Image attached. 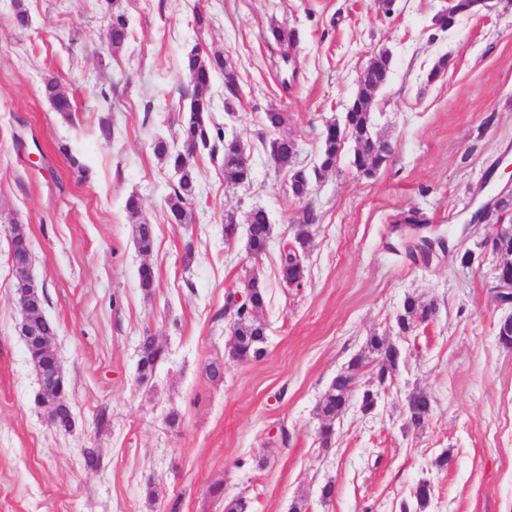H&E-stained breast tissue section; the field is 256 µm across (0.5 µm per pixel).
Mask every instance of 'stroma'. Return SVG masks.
Wrapping results in <instances>:
<instances>
[{"instance_id": "stroma-1", "label": "stroma", "mask_w": 512, "mask_h": 512, "mask_svg": "<svg viewBox=\"0 0 512 512\" xmlns=\"http://www.w3.org/2000/svg\"><path fill=\"white\" fill-rule=\"evenodd\" d=\"M27 11L19 25L16 3ZM442 0H0V512H224L242 497L249 512H512V348L496 336L512 308L493 291L495 259L485 225L465 227L491 196L482 183L512 150V8L432 24ZM130 38L108 47L114 14ZM207 16L197 27L196 14ZM296 34L292 59L268 35ZM221 53L236 71L240 99L227 112L223 75L209 94L213 118L247 146L251 180L224 181L221 162L201 154L198 191L185 224L170 223L176 183L153 153L156 139L179 148L188 115L190 51ZM390 51L393 74L375 97L374 132L394 146L370 179L342 152L312 180L303 288L286 290L279 256L299 231L303 202L262 141L264 112L289 116L296 163L318 164L320 132L341 121L359 71ZM448 66L429 73L439 58ZM56 78L73 112L64 118L42 94ZM111 140H103L101 125ZM34 134L47 158L31 165L14 135ZM141 201L139 218L125 209ZM272 225L266 252L247 251L248 212ZM415 207L454 251L431 264L385 246L394 214ZM238 233L224 238L227 215ZM153 226L154 249L138 252L136 220ZM25 224L33 271L46 287L45 315L69 384L75 426L64 432L34 403L36 374L16 331L6 230ZM475 255L462 266L461 254ZM155 268L152 292L139 286ZM259 275L266 357L228 355L224 293ZM434 303L413 332L392 328L406 296ZM167 350L151 378L137 365L143 337ZM400 358L385 387L372 369L357 387L378 388L365 413L353 396L323 443L317 405L370 336ZM224 377L211 379L210 363ZM426 393L433 415L409 427L408 396ZM97 449L88 468L82 451ZM449 455L448 468L437 467ZM434 494L418 509L412 492ZM334 484L323 500L321 489ZM222 485V496L211 493Z\"/></svg>"}]
</instances>
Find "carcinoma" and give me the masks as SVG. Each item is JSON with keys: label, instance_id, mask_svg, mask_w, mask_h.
I'll use <instances>...</instances> for the list:
<instances>
[{"label": "carcinoma", "instance_id": "carcinoma-1", "mask_svg": "<svg viewBox=\"0 0 512 512\" xmlns=\"http://www.w3.org/2000/svg\"><path fill=\"white\" fill-rule=\"evenodd\" d=\"M477 0H455L452 12L448 15V27H453L457 19L463 15L477 12ZM130 31L123 15L118 14L112 18L108 44L111 51L122 49L128 42ZM184 69L192 86L189 116L181 125L179 137L182 147L173 150L166 141L158 139L153 144V151L157 157L172 168L178 175V182L166 198L167 213L172 222L186 223L188 210L197 192L195 169L200 150L209 151L213 158L218 151H223L222 166L224 169V182L232 185H244L251 180V170L243 162L245 147L240 140L225 137L224 131L215 124L211 116V98L208 89L213 73L219 71L224 74V85L231 98L225 102L227 111H234L233 98L237 96L238 77L229 70L221 54L189 53L184 61ZM393 72V61L389 51L382 50L366 64L364 79L357 86L355 96L346 112L345 127L340 129L336 124H327L321 133L319 165L315 174L326 173L336 168L344 145L352 144L350 164L365 178L374 177L377 172L391 161V147L373 134L372 102L377 90L390 82ZM45 98L52 100L53 109L62 114L69 115L72 106L69 97L60 89L54 78H47L43 84ZM263 123L272 137L265 144L266 150L274 158L276 164L288 170L290 188L293 195L304 198L310 190L311 175L309 171L295 164L297 145L288 138L285 128L288 126V113L271 108L264 113ZM247 244L251 255L259 257L266 249L271 236V224L267 212L262 207L253 208L246 217ZM316 216L313 211H303L299 223L300 232L295 237V243L285 245L280 254L279 273L280 281L286 288L300 289L304 286L305 265L303 252L309 243V234L306 228L314 224ZM134 239L140 253L146 255L154 247L152 226L146 223L138 224L134 229ZM386 247L392 251L402 253L415 261L429 260L428 251H418L416 246L407 244L403 240L386 241ZM249 299L247 305L236 302V292L227 294L224 303V314L231 319L232 335L235 339L234 351L229 356L239 362H259L266 354V326L260 319V313L266 304V286L264 282L255 277L248 281ZM431 313V307L419 298L409 295L403 302L402 311L395 317L394 329L402 336H407L419 321H424ZM368 354L358 355L350 360L345 370L339 372L332 380L327 391L322 396L318 406L317 415L321 420L319 433L324 442H330L333 434V422L349 405L359 374L372 362L380 367L377 372L379 383L386 382L388 374L396 367L399 352L390 343L378 336L367 340ZM165 346L154 336H145L141 344V353L138 362L140 378H151L155 368L166 358ZM407 418L409 425L420 428L432 414L430 399L418 392L408 396Z\"/></svg>", "mask_w": 512, "mask_h": 512}]
</instances>
